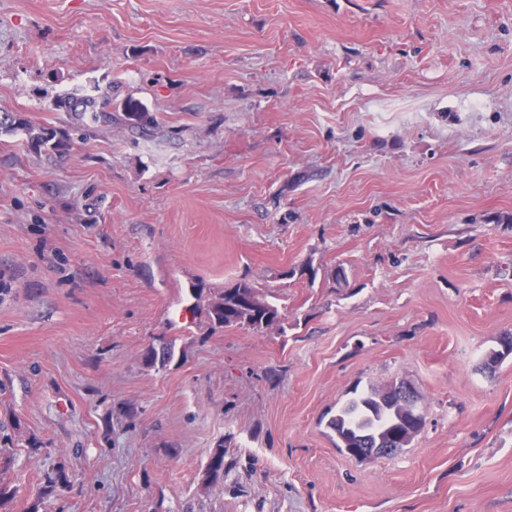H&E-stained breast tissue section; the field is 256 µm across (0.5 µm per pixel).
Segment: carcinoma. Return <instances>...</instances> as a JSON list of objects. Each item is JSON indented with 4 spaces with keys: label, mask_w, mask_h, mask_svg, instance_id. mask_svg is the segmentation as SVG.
<instances>
[{
    "label": "carcinoma",
    "mask_w": 512,
    "mask_h": 512,
    "mask_svg": "<svg viewBox=\"0 0 512 512\" xmlns=\"http://www.w3.org/2000/svg\"><path fill=\"white\" fill-rule=\"evenodd\" d=\"M57 104L74 114L75 120L85 124H98L105 121V114L99 107L96 98L86 96L81 99L78 108L71 106L70 101L61 98ZM0 130L6 133L24 132L29 141L47 152L56 153L64 149L66 140L58 136L56 130L37 124L25 117H11L0 121ZM253 286L241 281L232 288L217 293L206 307L204 313L211 329L226 327H242L253 331H261L278 318L279 309L267 300V296L255 293L256 305L244 307L240 301V291L251 290ZM174 359V348L167 342L162 347V355L152 350L146 352V365L165 367ZM409 411L406 406L375 386L353 397L343 405L338 414L329 420L339 440L337 447L360 448L366 442L382 441L388 445L396 444L399 434L406 430ZM209 478L213 482L224 479V449L216 448L211 454L208 465ZM70 484L68 469L60 467L44 475L43 493L47 497H55L58 492Z\"/></svg>",
    "instance_id": "1"
}]
</instances>
